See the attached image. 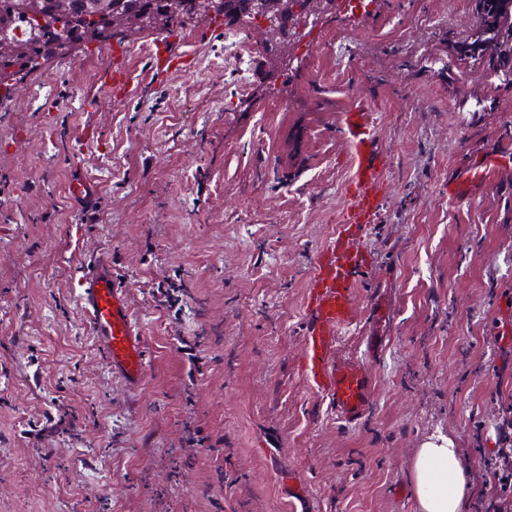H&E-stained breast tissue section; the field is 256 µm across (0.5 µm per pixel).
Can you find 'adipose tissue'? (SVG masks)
<instances>
[{
  "mask_svg": "<svg viewBox=\"0 0 512 512\" xmlns=\"http://www.w3.org/2000/svg\"><path fill=\"white\" fill-rule=\"evenodd\" d=\"M411 478L418 512H466L471 483L451 438L439 436L416 449Z\"/></svg>",
  "mask_w": 512,
  "mask_h": 512,
  "instance_id": "adipose-tissue-1",
  "label": "adipose tissue"
}]
</instances>
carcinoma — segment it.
Returning a JSON list of instances; mask_svg holds the SVG:
<instances>
[{
  "label": "carcinoma",
  "mask_w": 512,
  "mask_h": 512,
  "mask_svg": "<svg viewBox=\"0 0 512 512\" xmlns=\"http://www.w3.org/2000/svg\"><path fill=\"white\" fill-rule=\"evenodd\" d=\"M290 0H0V20L9 29L25 20L29 36L0 38V69H35L36 59L55 54L59 29L88 44L124 37L147 27L172 33L186 25L224 18L226 26L247 25L253 14L271 16ZM477 24L450 45L451 55L476 63L492 77L512 83V0H473ZM266 54L288 42L289 27L255 32Z\"/></svg>",
  "instance_id": "1"
}]
</instances>
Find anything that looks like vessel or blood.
I'll return each instance as SVG.
<instances>
[{
	"label": "vessel or blood",
	"instance_id": "1",
	"mask_svg": "<svg viewBox=\"0 0 512 512\" xmlns=\"http://www.w3.org/2000/svg\"><path fill=\"white\" fill-rule=\"evenodd\" d=\"M151 56L159 73L181 64L164 40L158 41ZM103 89L110 99L132 94L124 49L111 50ZM340 136L351 156L352 173L338 224L315 253L306 275L300 368L341 419L356 422L370 408L371 381L357 362L339 357L337 342L356 321L361 278L374 269L368 230L378 223L390 187L383 176L387 157L378 150L373 126L362 108L345 113ZM75 278L77 308L98 353L128 387H139L147 365L143 337L131 317L127 283L113 275L111 262L94 253L81 259Z\"/></svg>",
	"mask_w": 512,
	"mask_h": 512
}]
</instances>
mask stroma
<instances>
[{
  "label": "stroma",
  "instance_id": "obj_1",
  "mask_svg": "<svg viewBox=\"0 0 512 512\" xmlns=\"http://www.w3.org/2000/svg\"><path fill=\"white\" fill-rule=\"evenodd\" d=\"M471 0H327L244 91L224 26L126 39L137 84L102 98L110 43L55 57L0 102V512H416L415 448H461L487 512L512 412V90L456 61ZM97 110L81 109L84 96ZM369 113L390 193L378 269L342 355L371 373L361 422L337 420L299 366L305 276L336 227L351 159L343 114ZM98 130L88 160L72 148ZM472 194L448 195L487 156ZM95 181L92 205L68 192ZM130 284L147 375H111L72 300L73 240ZM69 412L65 431L30 425ZM54 451L46 462L42 449ZM154 70L156 73L177 69L183 58L176 56L168 47L167 40H159L156 48L151 52Z\"/></svg>",
  "mask_w": 512,
  "mask_h": 512
}]
</instances>
